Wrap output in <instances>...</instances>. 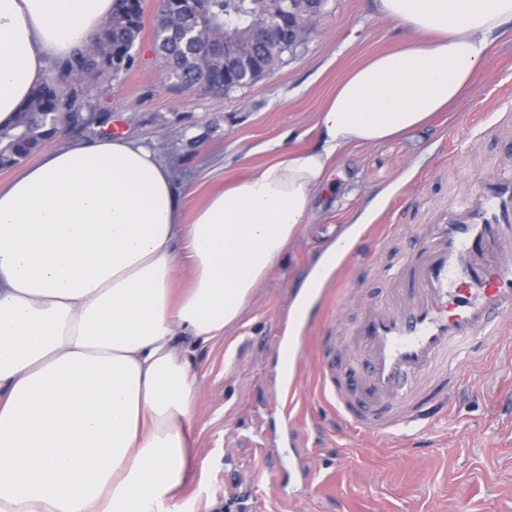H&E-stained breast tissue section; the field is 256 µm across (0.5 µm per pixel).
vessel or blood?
I'll return each mask as SVG.
<instances>
[{
    "label": "vessel or blood",
    "mask_w": 512,
    "mask_h": 512,
    "mask_svg": "<svg viewBox=\"0 0 512 512\" xmlns=\"http://www.w3.org/2000/svg\"><path fill=\"white\" fill-rule=\"evenodd\" d=\"M512 173H485L475 191L437 210L415 249L400 257L389 295L367 306L352 334L360 351L344 366L324 356L318 391L337 419L374 437L425 433L448 412L449 391L463 383L459 359L480 358L502 342L501 323L512 316ZM359 256L345 245L331 275L337 294L349 291L346 275ZM439 373L436 393L417 380ZM299 382H285L279 408L286 423Z\"/></svg>",
    "instance_id": "b4317fda"
}]
</instances>
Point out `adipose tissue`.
Instances as JSON below:
<instances>
[{"mask_svg":"<svg viewBox=\"0 0 512 512\" xmlns=\"http://www.w3.org/2000/svg\"><path fill=\"white\" fill-rule=\"evenodd\" d=\"M114 0H0V127ZM411 41L351 70L320 143L183 223L171 167L126 137L0 184V512H192V345L223 338L308 223L338 157L429 127L512 32V0H375Z\"/></svg>","mask_w":512,"mask_h":512,"instance_id":"adipose-tissue-1","label":"adipose tissue"}]
</instances>
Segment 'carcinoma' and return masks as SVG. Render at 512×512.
Listing matches in <instances>:
<instances>
[{
    "instance_id": "carcinoma-1",
    "label": "carcinoma",
    "mask_w": 512,
    "mask_h": 512,
    "mask_svg": "<svg viewBox=\"0 0 512 512\" xmlns=\"http://www.w3.org/2000/svg\"><path fill=\"white\" fill-rule=\"evenodd\" d=\"M288 3L298 12L311 7L309 0H201L185 4L186 12H198L192 23L199 46L192 48L178 39L156 45L165 80L178 89L192 90L206 75L224 69L220 41L227 36L236 39L242 55H260L282 64L300 44H291L277 33L259 41L253 29L269 22ZM141 31L142 17H137L135 24L129 23L126 0H116L112 17L94 37L93 46L78 49L55 64L52 75L31 90L13 125L0 129V169L18 165L58 133L91 128L106 133L112 112L86 99L80 86L89 87L106 75L128 70L134 56L126 48L136 43Z\"/></svg>"
}]
</instances>
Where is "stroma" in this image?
I'll use <instances>...</instances> for the list:
<instances>
[{"mask_svg": "<svg viewBox=\"0 0 512 512\" xmlns=\"http://www.w3.org/2000/svg\"><path fill=\"white\" fill-rule=\"evenodd\" d=\"M143 31L134 64L101 79L92 94L112 112L116 133L156 145L173 170L190 220L210 193L242 180L272 157L271 146L302 152L317 143V116L347 72L369 56L408 40L378 15L373 0H328L295 55L254 85L217 99L162 79L153 47L155 0H143ZM512 97V34L494 45L469 92L427 129L377 146H356L338 160L334 191L320 194L300 237L259 288L239 325L196 347L192 372L201 384L192 428L198 473L187 496L193 512H512V321L499 359L465 360L468 385L446 419L400 446L338 426L317 388L320 333L301 347L303 418L283 429L279 403L285 349L283 322L324 249L354 213L378 201L376 223L390 238L347 302L327 293L319 325L337 315L332 345L351 356L344 331L385 296L389 267L423 233L436 209L472 191L488 170L512 171V121L485 129L479 114ZM467 135L465 155L450 141ZM305 457L329 476L321 491L304 490L292 458Z\"/></svg>", "mask_w": 512, "mask_h": 512, "instance_id": "obj_1", "label": "stroma"}]
</instances>
